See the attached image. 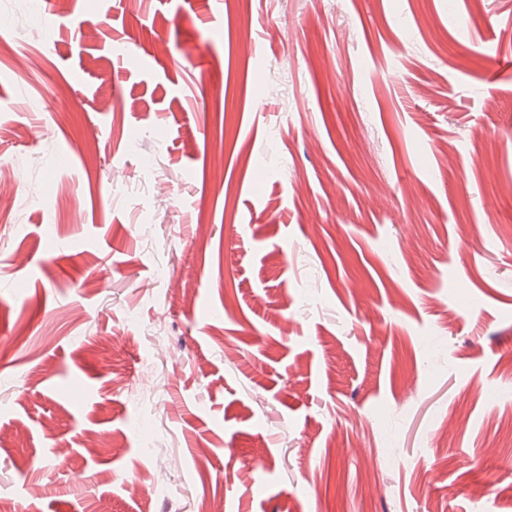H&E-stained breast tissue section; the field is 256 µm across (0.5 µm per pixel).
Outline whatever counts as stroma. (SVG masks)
<instances>
[{
    "label": "stroma",
    "instance_id": "35a3bbf8",
    "mask_svg": "<svg viewBox=\"0 0 512 512\" xmlns=\"http://www.w3.org/2000/svg\"><path fill=\"white\" fill-rule=\"evenodd\" d=\"M1 15L0 499L512 512V0Z\"/></svg>",
    "mask_w": 512,
    "mask_h": 512
}]
</instances>
